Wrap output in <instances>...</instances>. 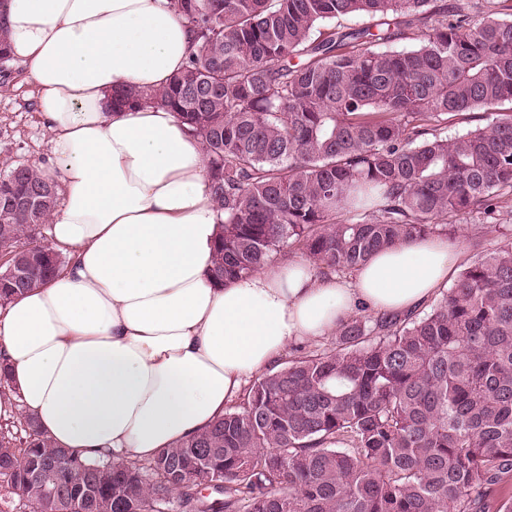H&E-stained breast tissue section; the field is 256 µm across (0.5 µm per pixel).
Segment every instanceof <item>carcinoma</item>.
<instances>
[{"label": "carcinoma", "mask_w": 512, "mask_h": 512, "mask_svg": "<svg viewBox=\"0 0 512 512\" xmlns=\"http://www.w3.org/2000/svg\"><path fill=\"white\" fill-rule=\"evenodd\" d=\"M196 53L112 108L177 114L224 212L210 276L281 257L351 274L377 251L482 232L512 195V0H171ZM368 16L359 28L332 22ZM401 39L414 49L392 51ZM56 183L0 174V305L65 263L44 242ZM331 347L297 349L191 440L147 460L58 448L0 378V512H512V237L430 311L352 316Z\"/></svg>", "instance_id": "cac0c4a2"}]
</instances>
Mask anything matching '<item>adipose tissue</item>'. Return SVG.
<instances>
[{
	"label": "adipose tissue",
	"instance_id": "adipose-tissue-1",
	"mask_svg": "<svg viewBox=\"0 0 512 512\" xmlns=\"http://www.w3.org/2000/svg\"><path fill=\"white\" fill-rule=\"evenodd\" d=\"M49 132L46 227L68 263L0 309V365L59 447L148 459L224 414L296 339L335 330L358 301L407 313L461 258L443 236L376 252L351 276L296 258L216 286L222 216L197 140L176 115L115 109L113 91L162 86L194 47L170 0H0Z\"/></svg>",
	"mask_w": 512,
	"mask_h": 512
}]
</instances>
